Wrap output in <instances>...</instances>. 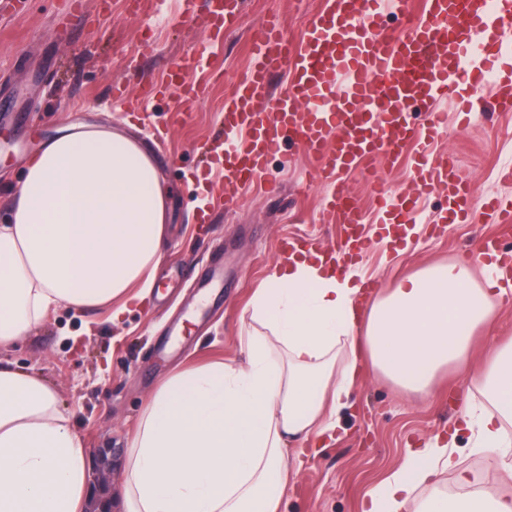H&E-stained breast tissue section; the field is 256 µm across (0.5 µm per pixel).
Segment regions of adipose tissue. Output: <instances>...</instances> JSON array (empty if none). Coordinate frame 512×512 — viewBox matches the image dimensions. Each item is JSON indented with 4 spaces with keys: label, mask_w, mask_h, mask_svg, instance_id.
Listing matches in <instances>:
<instances>
[{
    "label": "adipose tissue",
    "mask_w": 512,
    "mask_h": 512,
    "mask_svg": "<svg viewBox=\"0 0 512 512\" xmlns=\"http://www.w3.org/2000/svg\"><path fill=\"white\" fill-rule=\"evenodd\" d=\"M169 189L135 138L73 123L46 140L0 224V344L50 310L112 306L120 318L153 286ZM498 262L437 264L363 303L362 281L314 251L279 262L251 302L244 362L169 376L133 436L124 512H279L297 468L289 442L333 435L365 371L430 394L447 370L469 369L472 339L506 294ZM470 370V369H469ZM473 372V371H472ZM487 403L459 424L490 462L499 496L471 490L456 441L409 449L363 500L362 512H512V340L473 372ZM455 473L463 494L448 497ZM87 457L41 378L0 364V512H84Z\"/></svg>",
    "instance_id": "ef3b65f1"
}]
</instances>
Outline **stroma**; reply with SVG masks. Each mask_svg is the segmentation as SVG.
Instances as JSON below:
<instances>
[{
	"label": "stroma",
	"mask_w": 512,
	"mask_h": 512,
	"mask_svg": "<svg viewBox=\"0 0 512 512\" xmlns=\"http://www.w3.org/2000/svg\"><path fill=\"white\" fill-rule=\"evenodd\" d=\"M65 2L0 0V223L9 216L27 160L59 127L83 122L128 133L152 152L171 189L166 244L150 295L132 303L121 320H112L106 308L56 309L23 336L0 344V362L55 390L86 450H112L117 493L131 438L162 381L183 368L242 362L239 335L251 323L249 301L279 260L282 242L332 251L342 237L340 225L318 220L327 189L315 181L304 151L270 161L266 178L277 186L270 194L254 189L230 199L219 171L200 173L206 148L222 132L226 93L245 73L254 29L276 16L296 36L324 0H246L238 24L218 38L185 23L182 0H149L142 10L129 0H89L79 25L66 15ZM200 42L210 43L218 66L201 98L167 95L138 108L145 81L161 80ZM117 93L130 109L115 106ZM438 108L448 118V137L436 152L453 153L472 188L470 223L444 222L443 197L416 195L413 145L404 147L394 168L374 164L411 208L412 237L388 238L360 172L343 176L365 213L367 248L357 267L378 295L433 263L473 258L480 238L501 231L482 202L512 198V182L500 178L512 168V112L498 111L494 87H484L468 126L458 127L452 103ZM180 111L188 113L187 122L178 121ZM467 401L481 404L485 397L453 373L428 396L404 393L365 373L337 439L315 453L290 443L289 454L303 465L281 512H362L366 490L407 449L453 429Z\"/></svg>",
	"instance_id": "obj_1"
}]
</instances>
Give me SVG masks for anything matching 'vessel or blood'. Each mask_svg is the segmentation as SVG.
<instances>
[{
  "label": "vessel or blood",
  "mask_w": 512,
  "mask_h": 512,
  "mask_svg": "<svg viewBox=\"0 0 512 512\" xmlns=\"http://www.w3.org/2000/svg\"><path fill=\"white\" fill-rule=\"evenodd\" d=\"M244 0H206L197 9L185 0V14L197 26L221 33L233 28ZM404 0H326L298 38H288L278 18L252 35L246 74L233 82L224 101V190L236 196L264 171L268 159L285 145L303 149L314 163V176L326 185L321 220L339 224L343 260L360 255L366 242L362 211L340 178L341 171L368 166L382 158L396 163L401 147L418 139L429 152L448 126L434 104L444 99L472 102L486 84L496 100L512 111V0H429L426 16L406 35L387 25L404 15ZM209 45L199 44L170 68L163 87L146 86L144 101L178 90L198 97L189 74L209 66ZM285 71L287 83L274 91L272 79ZM420 191L447 197V220H468L474 203L468 183L458 174L454 156L420 163Z\"/></svg>",
  "instance_id": "obj_1"
}]
</instances>
